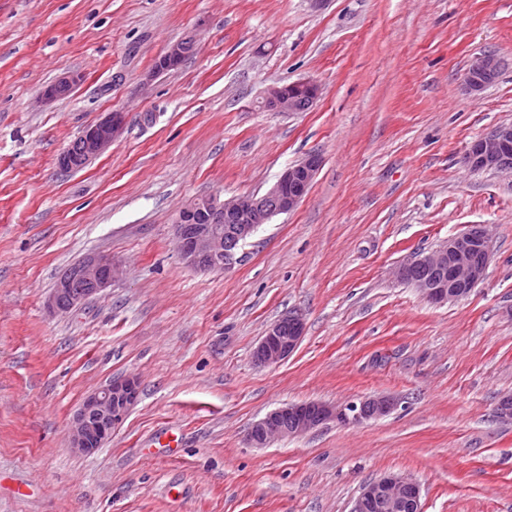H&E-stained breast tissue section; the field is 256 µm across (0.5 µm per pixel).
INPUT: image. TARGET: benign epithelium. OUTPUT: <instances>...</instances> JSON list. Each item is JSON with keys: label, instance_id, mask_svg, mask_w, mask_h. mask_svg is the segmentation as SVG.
Here are the masks:
<instances>
[{"label": "benign epithelium", "instance_id": "1", "mask_svg": "<svg viewBox=\"0 0 512 512\" xmlns=\"http://www.w3.org/2000/svg\"><path fill=\"white\" fill-rule=\"evenodd\" d=\"M196 48L187 36L170 44L145 76L150 82L178 67ZM497 74L491 56L481 57L466 76L467 89L476 93L488 86ZM78 82L63 76L42 91V98L66 96ZM319 97L318 85L310 80L273 86L264 97L265 107L274 112H305ZM125 113H107L86 126L75 142L60 154L59 165L81 169L103 154L123 133ZM512 123L497 126L476 139L464 163L469 168L493 173H512ZM321 158L309 154L288 166L265 193L223 199L217 195L195 198L179 213L174 224L180 259L201 271L232 269L239 261V246L274 217L287 214L302 202L319 168ZM491 256V240L481 225L448 237L429 252L416 253L403 262L399 280L417 288L428 300L445 303L465 297L486 275ZM119 266L112 260L88 256L77 262L70 276L57 280L47 298L50 312H70L101 295L118 278ZM80 281L83 287H75ZM305 331L299 314L290 313L272 323L261 337L252 357L259 367L277 365L291 356ZM139 396V381L134 376L114 379L88 394L76 410L70 433L71 449L91 455L111 438L112 431L127 417ZM397 402L386 396L363 397L341 405L304 401L276 408L256 421L248 433L253 447H265L275 440L304 434L322 424L357 426L392 413ZM419 483L409 475L387 473L365 484L351 512H422Z\"/></svg>", "mask_w": 512, "mask_h": 512}]
</instances>
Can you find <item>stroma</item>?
Listing matches in <instances>:
<instances>
[{"mask_svg": "<svg viewBox=\"0 0 512 512\" xmlns=\"http://www.w3.org/2000/svg\"><path fill=\"white\" fill-rule=\"evenodd\" d=\"M197 49L151 83L167 47ZM498 64L470 93L473 59ZM80 78L66 98L42 91ZM315 81L305 112L267 88ZM124 112L88 166L60 153ZM512 122V0H0V512H350L388 473L423 512H512V174L474 171L475 139ZM309 154L299 206L229 271L179 258L192 199L265 193ZM484 225L491 258L433 304L394 271ZM89 255L123 278L68 313L45 302ZM301 314L298 350L252 352ZM129 374L139 398L95 454L69 447L86 393ZM388 395L390 415L266 448L251 425L288 403ZM176 447H163L164 438ZM304 331V320L299 314L291 313L278 319L267 328L253 349L254 363L266 367L285 361L300 345Z\"/></svg>", "mask_w": 512, "mask_h": 512, "instance_id": "stroma-1", "label": "stroma"}]
</instances>
